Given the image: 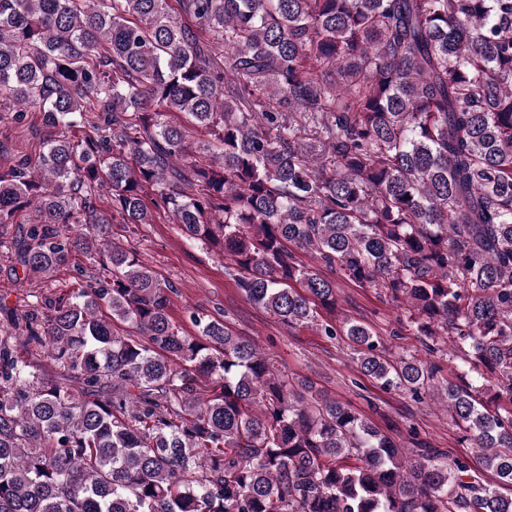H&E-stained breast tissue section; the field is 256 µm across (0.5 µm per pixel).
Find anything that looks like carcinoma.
Wrapping results in <instances>:
<instances>
[{
	"label": "carcinoma",
	"instance_id": "cac0c4a2",
	"mask_svg": "<svg viewBox=\"0 0 512 512\" xmlns=\"http://www.w3.org/2000/svg\"><path fill=\"white\" fill-rule=\"evenodd\" d=\"M178 2L0 0V121L49 131L0 173V256L89 264L0 293V512H512V0ZM161 214L278 322L437 400L472 454L405 447L219 312L175 321L111 235ZM338 278L419 347L336 324ZM75 255V259L72 260V264L70 265V268H67V270H62L59 272L51 282L46 283L47 286L43 285L40 280L39 281H32V282H25L21 284H15L12 282L11 277H14V275H10L9 268L12 265V263H9L7 260L1 259L0 257V289L3 288L4 290L11 291L12 294L9 296V300H14L15 295L17 294V290H21L23 288H42L45 290L47 288L50 292H57L60 293L62 291H68L72 288L79 287L80 277L78 276L75 268L76 265L81 266H88L87 260L82 255ZM75 265V268L73 266Z\"/></svg>",
	"mask_w": 512,
	"mask_h": 512
}]
</instances>
